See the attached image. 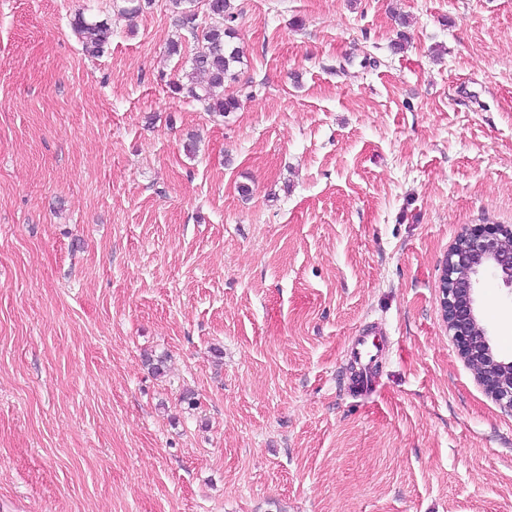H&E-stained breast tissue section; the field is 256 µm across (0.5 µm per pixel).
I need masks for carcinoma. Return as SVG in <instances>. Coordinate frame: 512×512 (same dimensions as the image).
Listing matches in <instances>:
<instances>
[{
    "label": "carcinoma",
    "instance_id": "obj_1",
    "mask_svg": "<svg viewBox=\"0 0 512 512\" xmlns=\"http://www.w3.org/2000/svg\"><path fill=\"white\" fill-rule=\"evenodd\" d=\"M171 2L176 9V26L187 31L196 42L185 81L170 83L171 91L177 95L187 94L204 111L218 116L236 111L237 99L216 94L217 89L224 87L226 79L235 78L234 67L241 59L239 48L231 44L236 30L230 0H208V12L213 21L202 30L198 29L197 16L192 9L194 0ZM74 31L83 50L92 57L104 53L112 35L108 23L89 20L82 13L75 18Z\"/></svg>",
    "mask_w": 512,
    "mask_h": 512
}]
</instances>
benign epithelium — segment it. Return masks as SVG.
Listing matches in <instances>:
<instances>
[{
	"instance_id": "1",
	"label": "benign epithelium",
	"mask_w": 512,
	"mask_h": 512,
	"mask_svg": "<svg viewBox=\"0 0 512 512\" xmlns=\"http://www.w3.org/2000/svg\"><path fill=\"white\" fill-rule=\"evenodd\" d=\"M488 267L512 286L511 225H476L458 235L442 261L440 312L459 355L473 367L485 393L512 409V361L494 357L488 330L476 315V290Z\"/></svg>"
}]
</instances>
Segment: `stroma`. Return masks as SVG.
<instances>
[{
  "instance_id": "35a3bbf8",
  "label": "stroma",
  "mask_w": 512,
  "mask_h": 512,
  "mask_svg": "<svg viewBox=\"0 0 512 512\" xmlns=\"http://www.w3.org/2000/svg\"><path fill=\"white\" fill-rule=\"evenodd\" d=\"M127 3L0 0V512H512V410L439 310L461 231L512 225V0H231L222 117ZM511 312L485 269L506 361ZM74 31L83 46V50L92 57L104 53L109 37L112 35L111 27L107 21L88 20L83 13H79L75 18ZM385 347V339L377 331H366L355 336L347 360L351 385L355 391L367 393L377 382Z\"/></svg>"
}]
</instances>
